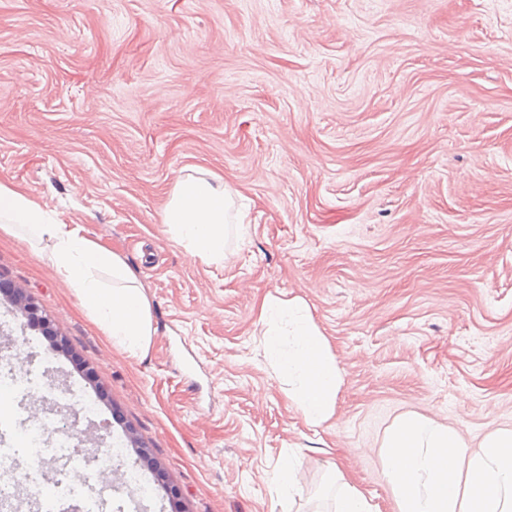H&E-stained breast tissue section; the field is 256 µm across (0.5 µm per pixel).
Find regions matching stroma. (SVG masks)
<instances>
[{
	"label": "stroma",
	"mask_w": 512,
	"mask_h": 512,
	"mask_svg": "<svg viewBox=\"0 0 512 512\" xmlns=\"http://www.w3.org/2000/svg\"><path fill=\"white\" fill-rule=\"evenodd\" d=\"M185 168L247 206L224 261L162 222ZM0 183L119 255L149 301L134 356L0 230V277L64 339L5 301L0 346L63 379L35 407H94L82 448L124 443L114 495L131 468L161 512H329L338 470L395 512L398 417L471 448L512 430V0H0ZM267 295L302 298L328 341V423L264 357ZM288 455L285 502L270 477ZM14 306L16 313L25 319L27 326L36 324L46 336H54L50 319L43 313L41 307L31 298L17 295ZM301 463L297 458L284 459L279 470L273 474L272 482L276 494L283 498H293L300 490Z\"/></svg>",
	"instance_id": "35a3bbf8"
}]
</instances>
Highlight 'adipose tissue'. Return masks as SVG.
Instances as JSON below:
<instances>
[{
    "mask_svg": "<svg viewBox=\"0 0 512 512\" xmlns=\"http://www.w3.org/2000/svg\"><path fill=\"white\" fill-rule=\"evenodd\" d=\"M231 204L222 178L202 169L180 173L163 222L191 257L220 261ZM0 228L19 229L45 244V262L113 343L134 356L147 352L153 334L149 302L117 254L85 237L80 227L57 222L24 191L2 184ZM103 272L111 285L101 282ZM259 321L265 357L276 376L287 379L289 400L308 424L328 422L340 372L305 301L265 297ZM384 446L397 512H512V431L489 434L473 450L448 426L408 414L393 423Z\"/></svg>",
    "mask_w": 512,
    "mask_h": 512,
    "instance_id": "ef3b65f1",
    "label": "adipose tissue"
}]
</instances>
